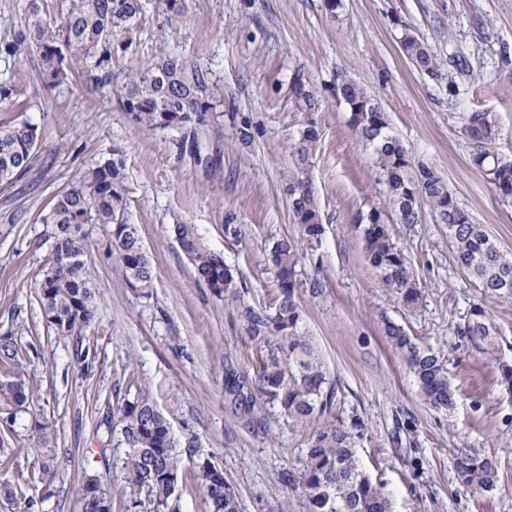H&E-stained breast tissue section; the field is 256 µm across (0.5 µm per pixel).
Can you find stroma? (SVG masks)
<instances>
[{
	"instance_id": "stroma-1",
	"label": "stroma",
	"mask_w": 512,
	"mask_h": 512,
	"mask_svg": "<svg viewBox=\"0 0 512 512\" xmlns=\"http://www.w3.org/2000/svg\"><path fill=\"white\" fill-rule=\"evenodd\" d=\"M413 34L441 60L439 76L418 72L401 38ZM129 52L112 61L117 77L169 55L200 64L211 108L194 115L210 169L179 149L181 130L149 131L129 121L115 82L84 80L45 89L31 61L0 55V80L22 88L19 104L0 101V129L27 120L40 133L33 166L0 183V330L22 327V343L42 339L34 367L45 414L57 426L59 469L47 512H82L83 468L97 471L125 512L117 464L125 444L108 415L137 385L148 386L177 440L195 437L203 456L224 470L241 512H312L299 473L309 427L263 400L254 414L264 431L247 428L224 397V372L256 366L257 347L237 306L198 281L171 231L195 225L203 244L223 254L239 276L245 303L268 307L275 291L267 255L274 240L298 236L290 186L307 178L325 232L302 243L296 296L303 326L335 389L321 424L359 420L362 466L380 482L393 512H512V393L498 359L512 361V299L483 297L458 268L446 225L429 209L421 221L397 225L400 246L422 297L410 307L387 288L367 257L357 227L384 208L372 154L359 145L349 114L332 94L344 73L381 104L393 131L412 154L435 167L475 223L512 253V204L501 203L471 163L462 118L493 113L497 147L512 156V0H185L170 20L161 0H146L132 26ZM319 100L305 112L295 75ZM320 131L316 154L299 168L293 146L308 121ZM249 126L250 143L238 138ZM125 162L127 212L155 266L149 296L127 288L109 249L105 224L82 227L97 314L81 342L47 338L37 303L52 241L39 213L86 169L113 153ZM238 225L239 236L225 233ZM484 303L502 333L498 356L472 348L456 334L472 304ZM443 356L457 389L453 409L427 405L414 374L385 337L386 322ZM498 466L491 492L459 485L460 453Z\"/></svg>"
}]
</instances>
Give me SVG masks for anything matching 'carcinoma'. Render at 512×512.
Instances as JSON below:
<instances>
[{"label": "carcinoma", "instance_id": "carcinoma-1", "mask_svg": "<svg viewBox=\"0 0 512 512\" xmlns=\"http://www.w3.org/2000/svg\"><path fill=\"white\" fill-rule=\"evenodd\" d=\"M144 12V0H69L60 19H45L37 0H31L24 23L12 40L0 43V55L30 54L38 77L46 88L65 83L73 67L92 60L82 76L104 85L112 81V57L127 52L132 42L120 40L130 24ZM401 46L416 69L431 76L440 62L424 42L405 34ZM295 92L307 112L316 110L318 99L305 88L301 75L294 79ZM122 111L134 124L148 130L182 129L181 146L199 148L192 115L209 109L207 73L181 57L169 56L143 72L125 74L119 86ZM336 100L349 112L357 143L371 150L378 180L385 186L386 208H373L374 222L362 217L361 234L371 264L380 270L383 283L403 302L415 306L421 289L398 245L396 224L420 222L421 207L431 209L436 223L448 226L455 257L462 271L484 295L512 299V259L481 224H475L458 202L444 176L415 160L393 133L387 113L355 79L336 76ZM472 144V162L494 186L500 202H512V157L496 151L498 124L491 112H473L462 127ZM320 133L310 121L295 146L299 165L315 155ZM38 127L27 121L0 130V181L24 175L38 145ZM125 164L118 153L88 168L68 189L55 197L40 221L50 226L52 249L37 293L43 323L57 339H82L97 308L98 295L91 282L90 264L81 234L84 224L110 226L112 254L125 272L127 287L147 296L155 279L150 255L136 225L127 218ZM295 224L303 239L318 241L324 233L318 198L308 181L301 179L290 193ZM173 232L198 280L221 297L236 294L235 272L224 257L207 249L195 227L176 223ZM269 262L276 290L271 306L255 308L240 303L239 317L258 350L255 378L229 368L224 395L241 418L252 423V403L261 398L296 423L309 424L331 411L335 390L311 338L302 327V310L296 297L299 242L282 238L274 242ZM457 334L488 354L498 353L500 330L485 307L477 303L457 326ZM386 335L419 384L423 398L436 408L450 409L456 391L448 378L443 358L423 348L401 326L389 323ZM37 347L21 345L18 331L0 332V456L12 448H25L39 461V469L3 483L4 496L17 504L18 512H45L44 504L57 467L56 423L49 417L34 422L30 434L17 430L22 415L40 400L30 372ZM118 422L126 445L119 473L127 512H164L181 479L182 456L196 458L194 479L203 490L210 512H240L235 489L224 479V470L201 456L198 442L188 437L178 443L170 422L157 408L151 391L141 386L134 397L118 408ZM363 439L362 424L327 425L308 438L304 468L300 473L314 512H391V503L360 468L357 446ZM457 480L464 488L484 492L495 489L497 464L489 457L462 453L456 457ZM80 488L82 512H112V495L93 472L83 470ZM41 483L46 493L39 499L26 489Z\"/></svg>", "mask_w": 512, "mask_h": 512}]
</instances>
